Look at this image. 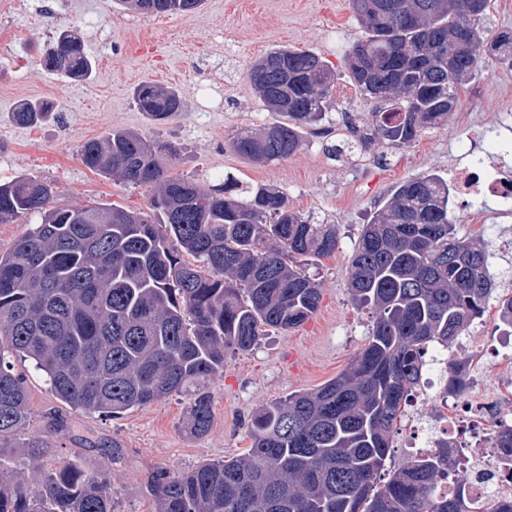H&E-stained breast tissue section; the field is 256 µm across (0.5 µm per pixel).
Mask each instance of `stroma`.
Returning <instances> with one entry per match:
<instances>
[{"mask_svg": "<svg viewBox=\"0 0 512 512\" xmlns=\"http://www.w3.org/2000/svg\"><path fill=\"white\" fill-rule=\"evenodd\" d=\"M23 9L0 25V181L27 174L51 183L57 204L69 207L119 204L147 210L152 191L113 181L86 168L77 150L86 140L115 129L136 130L182 151L174 173L198 185L218 184L225 173L282 191L290 209L335 225V254L310 266L321 300L303 325L269 330L252 351L228 353L224 372L209 384L213 424L200 439L184 431L188 401L172 395L112 419L80 413L59 402L31 363L19 364L29 394L30 431L52 436V469L69 460L87 469L107 468L115 512H152L147 474L158 468L189 471L213 459H230L251 446L249 420L260 405L318 388L344 371L367 341L370 310L358 308L348 290L355 242L374 212L404 181L429 173L451 178L467 164L462 141L489 133L479 154L484 166L499 164L500 146L512 148L502 116L512 111V67L482 60L476 78L460 93L445 121L401 149L372 144L363 153L330 158V143L358 139L367 131L372 103L359 98L343 54L364 31L349 0H204L200 10L149 18L125 11L117 0H23ZM77 33L96 63L94 75L76 82L45 70L41 52L58 30ZM281 46L321 56L335 75L332 98L337 124L324 138L282 161L252 163L235 153L243 129L275 121L246 81L248 66ZM176 88L184 109L163 125L151 124L133 100L142 82ZM24 100H49L57 116L24 127L11 120ZM451 218L459 236H480L491 252L489 274L499 289L512 290V216L495 198L472 214L453 198ZM496 307L465 337L474 376L500 399L512 395V363H498L489 341ZM120 458L107 457L112 443Z\"/></svg>", "mask_w": 512, "mask_h": 512, "instance_id": "35a3bbf8", "label": "stroma"}]
</instances>
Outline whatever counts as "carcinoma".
Returning a JSON list of instances; mask_svg holds the SVG:
<instances>
[{"label":"carcinoma","mask_w":512,"mask_h":512,"mask_svg":"<svg viewBox=\"0 0 512 512\" xmlns=\"http://www.w3.org/2000/svg\"><path fill=\"white\" fill-rule=\"evenodd\" d=\"M144 17L198 9L203 0H118ZM365 37L345 53L356 92L374 103L369 134L326 147L330 157L363 152L377 139L410 145L455 111L480 62L512 65V29L490 34L489 0H350ZM73 31L59 33L40 59L82 80L93 62ZM246 79L266 111L280 117L233 140L253 163L284 160L304 131L336 125L333 74L307 50L273 49ZM153 122L183 109L180 93L153 82L134 92ZM54 117L48 101H24L13 123ZM83 164L125 184L155 190L149 216L119 206L70 208L53 188L19 176L0 184V222L36 215L0 252V512H114L109 472L76 461L32 483L10 466L7 449L35 461L55 442L28 431L30 410L16 363L43 372L71 409L118 417L173 394L189 397L184 431L206 436L213 423L207 382L226 352H247L268 328L302 325L320 288L307 262L336 253L334 224L291 210L285 195L225 175L207 190L169 172L177 150L138 131L114 129L86 141ZM448 181L426 174L402 183L364 225L350 261L352 301L373 310L366 344L320 387L265 403L250 423L251 448L184 472L158 468L146 485L156 512H471L439 480L456 455L444 447L387 468L409 393L420 386L434 345L449 348L483 318L493 293L490 254L463 238L449 217ZM193 261H188L185 256ZM512 329V294L498 297ZM472 360L446 361L445 391L468 390ZM512 467V424L493 439Z\"/></svg>","instance_id":"carcinoma-1"}]
</instances>
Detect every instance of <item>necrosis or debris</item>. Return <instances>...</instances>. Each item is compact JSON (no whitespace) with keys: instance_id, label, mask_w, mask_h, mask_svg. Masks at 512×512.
<instances>
[{"instance_id":"necrosis-or-debris-1","label":"necrosis or debris","mask_w":512,"mask_h":512,"mask_svg":"<svg viewBox=\"0 0 512 512\" xmlns=\"http://www.w3.org/2000/svg\"><path fill=\"white\" fill-rule=\"evenodd\" d=\"M457 194L470 207H478L486 193L499 200L502 213H512V173L490 175L481 163L461 166L453 172ZM439 408L448 412L439 418L436 426H411L404 446L408 454H418V444L428 440V453H435L437 442L444 441L458 448L460 462L445 470L440 487L452 493L463 489L466 497L482 500L501 494L512 484V472L502 464L491 446V436L505 421L502 404L481 396L460 397L454 400L438 399Z\"/></svg>"}]
</instances>
